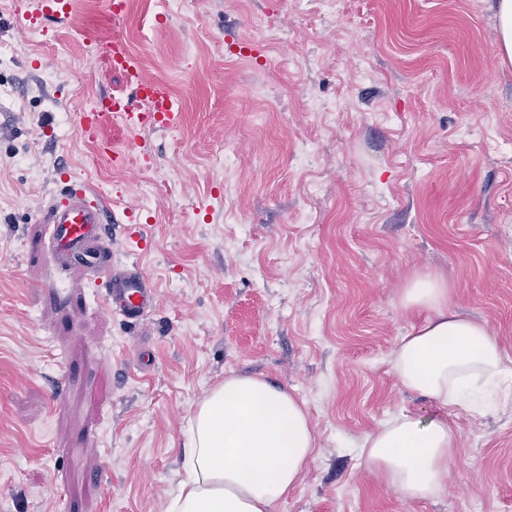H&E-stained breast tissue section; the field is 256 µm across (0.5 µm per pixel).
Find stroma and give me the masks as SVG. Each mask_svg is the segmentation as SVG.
<instances>
[{
    "mask_svg": "<svg viewBox=\"0 0 512 512\" xmlns=\"http://www.w3.org/2000/svg\"><path fill=\"white\" fill-rule=\"evenodd\" d=\"M0 0V512H164L185 418L231 373L306 402L317 449L278 512H512V394L460 414L443 494L415 501L368 471L364 439L435 408L391 353L423 321L400 293L443 278L450 304L512 360V66L495 0ZM27 29L15 31V13ZM165 14V13H164ZM129 41L166 86L179 136L130 139L83 102L124 83L87 42ZM339 101L322 123L313 107ZM128 160H112L116 150ZM142 224L112 250L159 294L143 327L107 314L93 274L56 272L40 216L56 174ZM161 189L149 213L137 186Z\"/></svg>",
    "mask_w": 512,
    "mask_h": 512,
    "instance_id": "stroma-1",
    "label": "stroma"
}]
</instances>
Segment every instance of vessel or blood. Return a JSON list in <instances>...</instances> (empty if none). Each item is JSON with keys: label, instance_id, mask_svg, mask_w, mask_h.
Returning <instances> with one entry per match:
<instances>
[{"label": "vessel or blood", "instance_id": "1", "mask_svg": "<svg viewBox=\"0 0 512 512\" xmlns=\"http://www.w3.org/2000/svg\"><path fill=\"white\" fill-rule=\"evenodd\" d=\"M101 54L135 91L134 98L110 99L105 106L106 112L125 122L129 134L178 122L180 113L173 99L144 76L137 58L120 40L103 43ZM42 221L50 228L49 245L60 270L81 265L105 278L106 312L134 325L156 307L158 295L144 273L116 260L108 234L112 209L94 199L89 185H66L62 198L43 211Z\"/></svg>", "mask_w": 512, "mask_h": 512}]
</instances>
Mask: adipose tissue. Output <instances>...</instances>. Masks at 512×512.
I'll list each match as a JSON object with an SVG mask.
<instances>
[{"label": "adipose tissue", "instance_id": "ef3b65f1", "mask_svg": "<svg viewBox=\"0 0 512 512\" xmlns=\"http://www.w3.org/2000/svg\"><path fill=\"white\" fill-rule=\"evenodd\" d=\"M400 302L426 318L400 340L391 370L437 413L390 418L367 437L362 459L404 498L431 500L443 493L459 446L453 414L484 412L478 394L511 392L512 368L488 328L451 307L443 279L411 280ZM316 447L305 403L294 392L258 376L228 375L186 419L184 477L165 512H277Z\"/></svg>", "mask_w": 512, "mask_h": 512}]
</instances>
